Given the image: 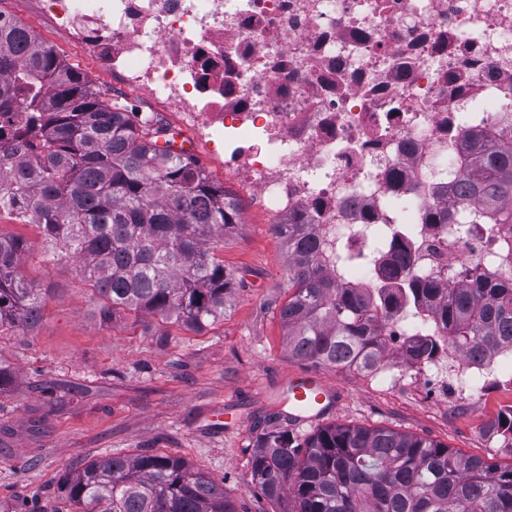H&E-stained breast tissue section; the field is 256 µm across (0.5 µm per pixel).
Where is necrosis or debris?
Instances as JSON below:
<instances>
[{
	"instance_id": "1",
	"label": "necrosis or debris",
	"mask_w": 512,
	"mask_h": 512,
	"mask_svg": "<svg viewBox=\"0 0 512 512\" xmlns=\"http://www.w3.org/2000/svg\"><path fill=\"white\" fill-rule=\"evenodd\" d=\"M125 85L180 113L274 223L305 214L329 275L359 288L501 278L506 224H429L462 136L512 135V0H39ZM387 268L360 263L370 246ZM439 325L402 309L375 374L429 399L512 383V348L479 362L406 348Z\"/></svg>"
}]
</instances>
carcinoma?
<instances>
[{
  "label": "carcinoma",
  "mask_w": 512,
  "mask_h": 512,
  "mask_svg": "<svg viewBox=\"0 0 512 512\" xmlns=\"http://www.w3.org/2000/svg\"><path fill=\"white\" fill-rule=\"evenodd\" d=\"M25 113L17 119L15 113ZM167 129L124 99L102 97L24 24L0 14V212L29 218L80 263L104 322L122 314L191 331L224 319L236 279L216 256L238 204ZM452 194L480 215L431 208L428 224L512 225V141L465 136ZM288 247L279 317L288 355L368 370L382 362L390 308L441 288L398 287L374 303L321 266L308 224H274ZM25 246L0 235V333L41 319L21 273ZM443 340L477 360L512 345V280L448 289ZM251 483L279 512H512V467L386 428L328 425L301 442L278 424L258 435ZM68 512H236L224 483L169 454H106L60 478Z\"/></svg>",
  "instance_id": "carcinoma-1"
}]
</instances>
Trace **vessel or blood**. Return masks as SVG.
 Instances as JSON below:
<instances>
[{
  "label": "vessel or blood",
  "mask_w": 512,
  "mask_h": 512,
  "mask_svg": "<svg viewBox=\"0 0 512 512\" xmlns=\"http://www.w3.org/2000/svg\"><path fill=\"white\" fill-rule=\"evenodd\" d=\"M335 387L315 374L291 377L283 386L279 399L288 408L293 423L314 422L332 410L337 402Z\"/></svg>",
  "instance_id": "vessel-or-blood-1"
}]
</instances>
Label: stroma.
Wrapping results in <instances>:
<instances>
[{"label": "stroma", "instance_id": "stroma-1", "mask_svg": "<svg viewBox=\"0 0 512 512\" xmlns=\"http://www.w3.org/2000/svg\"><path fill=\"white\" fill-rule=\"evenodd\" d=\"M0 14L27 25L106 97H122L180 130L199 164L228 192L223 164L175 114L125 87L39 14L32 0H0ZM0 233L22 238V273L40 288L42 319L31 333L0 334V363L13 379L0 390V503L23 512H64L59 479L106 453L146 451L184 458L224 484L236 512H277L250 481L256 435L278 416L277 396L295 373L315 372L341 401L323 424L387 428L427 438L501 468L512 466V433L490 437L512 392L490 385L471 397L431 400L411 380L387 389L366 374L291 358L278 315L286 299L288 248L264 214L242 222L218 254L237 279L224 319L201 333L150 315L101 322L76 261H49L38 225L0 214ZM223 410V425L211 420Z\"/></svg>", "mask_w": 512, "mask_h": 512}]
</instances>
